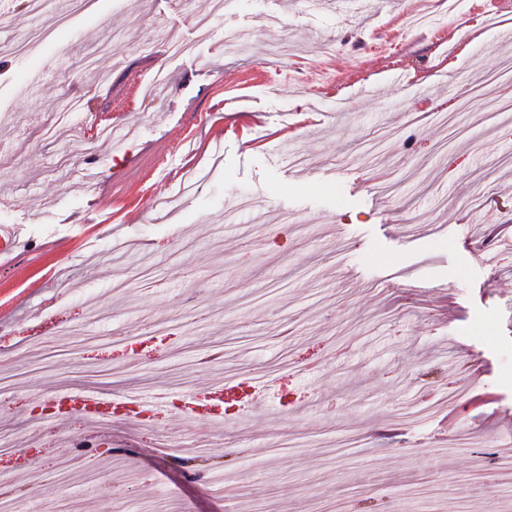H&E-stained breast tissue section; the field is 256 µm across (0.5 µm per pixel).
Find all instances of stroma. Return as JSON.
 Returning <instances> with one entry per match:
<instances>
[{
  "label": "stroma",
  "mask_w": 512,
  "mask_h": 512,
  "mask_svg": "<svg viewBox=\"0 0 512 512\" xmlns=\"http://www.w3.org/2000/svg\"><path fill=\"white\" fill-rule=\"evenodd\" d=\"M13 0L0 40V459L32 512H512V8L460 0ZM208 20L213 34L199 38ZM175 32L188 49L173 50ZM237 34L226 45L225 33ZM42 73L30 85L32 73ZM457 99L449 115L438 107ZM124 113L85 156L57 117ZM214 166L198 193L179 184ZM495 256L485 265L484 256ZM164 325L158 352H118ZM113 347L85 361L86 343ZM246 380L267 411L126 425L98 457L118 495L71 469L82 419L32 444L36 400L68 387L151 398ZM487 391L493 400L474 405ZM462 420L445 434L440 421ZM209 434L222 496L179 444ZM174 444L165 453L160 443Z\"/></svg>",
  "instance_id": "35a3bbf8"
}]
</instances>
